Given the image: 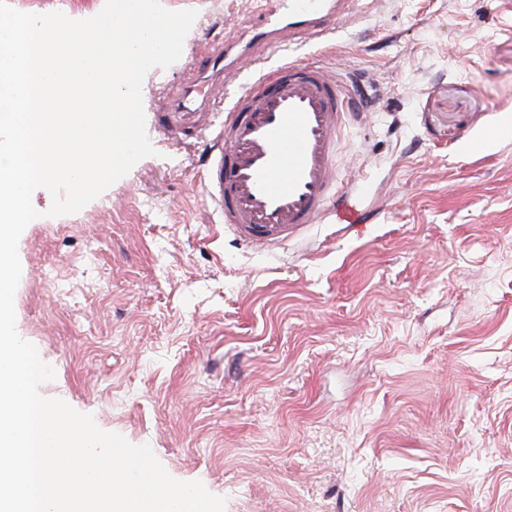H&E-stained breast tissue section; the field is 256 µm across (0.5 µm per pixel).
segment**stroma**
<instances>
[{"mask_svg": "<svg viewBox=\"0 0 512 512\" xmlns=\"http://www.w3.org/2000/svg\"><path fill=\"white\" fill-rule=\"evenodd\" d=\"M250 0L198 17L152 68L153 156L80 211L23 231L16 329L40 393L151 447L225 512H512V0H364L328 54L362 88L337 157L363 236L318 223L278 257L225 234L204 143L160 130L159 82L232 36Z\"/></svg>", "mask_w": 512, "mask_h": 512, "instance_id": "1", "label": "stroma"}]
</instances>
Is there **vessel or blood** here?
I'll list each match as a JSON object with an SVG mask.
<instances>
[{
	"label": "vessel or blood",
	"mask_w": 512,
	"mask_h": 512,
	"mask_svg": "<svg viewBox=\"0 0 512 512\" xmlns=\"http://www.w3.org/2000/svg\"><path fill=\"white\" fill-rule=\"evenodd\" d=\"M260 20L207 53L194 79L160 108L177 132L223 108L206 144L204 183L235 240L263 253L300 238L319 220L364 229V190L339 186L340 136L356 111L350 81L297 54L325 50L359 0H260Z\"/></svg>",
	"instance_id": "obj_1"
}]
</instances>
